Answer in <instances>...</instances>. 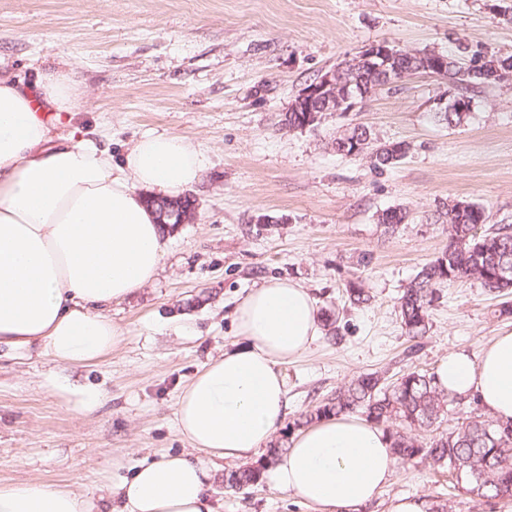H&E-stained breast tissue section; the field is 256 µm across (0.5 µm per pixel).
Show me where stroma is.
I'll return each mask as SVG.
<instances>
[{
	"label": "stroma",
	"instance_id": "1",
	"mask_svg": "<svg viewBox=\"0 0 512 512\" xmlns=\"http://www.w3.org/2000/svg\"><path fill=\"white\" fill-rule=\"evenodd\" d=\"M377 42L473 66L512 56V0H0V61L27 85L74 70L85 136L118 158L144 134L175 133L206 160L190 190L196 220L175 229L151 284L106 309L125 330L112 356L74 367L0 355L1 484L67 487L111 512L138 465L187 452L217 470L216 512H321L267 478L228 487L243 461L189 449L174 421L188 379L236 342L237 302L271 277L308 288L323 316L316 341L284 369L288 415L273 437L283 449L303 414L352 378L432 373L448 353L478 356L512 331V316L473 280L441 289L416 354L398 311L405 286L448 243L436 209L469 201L490 223L512 224V70L475 94L456 127L433 118L454 84L423 73L353 111L322 113L316 128L282 123L316 75ZM356 125L406 143L405 157L376 169L337 154L330 138ZM399 208L409 216L387 233L378 217ZM352 282L370 302L350 304ZM85 389L101 394L90 411L76 405ZM403 496L512 512V499H449L447 474L425 461L397 467L359 512H388Z\"/></svg>",
	"mask_w": 512,
	"mask_h": 512
}]
</instances>
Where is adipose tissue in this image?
I'll return each instance as SVG.
<instances>
[{"instance_id": "ef3b65f1", "label": "adipose tissue", "mask_w": 512, "mask_h": 512, "mask_svg": "<svg viewBox=\"0 0 512 512\" xmlns=\"http://www.w3.org/2000/svg\"><path fill=\"white\" fill-rule=\"evenodd\" d=\"M83 88L68 70L35 86L0 74V349L62 365L110 356L123 328L103 310L152 283L168 248L140 194L169 198L199 182L202 151L176 134L137 140L121 159L76 135ZM238 345L206 363L181 389L175 424L195 450L218 459L262 453L284 421V368L320 333L319 307L300 283L272 277L234 311ZM440 389L476 394L512 421V331L477 357L452 353ZM388 433L357 416L321 420L296 434L271 470L273 487L303 502L358 512L393 476ZM215 470L183 454L141 464L120 485V512H215ZM0 512H92L68 488L0 485Z\"/></svg>"}]
</instances>
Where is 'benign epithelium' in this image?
I'll return each mask as SVG.
<instances>
[{
    "mask_svg": "<svg viewBox=\"0 0 512 512\" xmlns=\"http://www.w3.org/2000/svg\"><path fill=\"white\" fill-rule=\"evenodd\" d=\"M406 54L407 51L386 42L373 43L302 88L288 111L306 113L307 122L320 112L352 111L367 96L362 85L348 79V75L357 72L385 87L393 86L419 71L446 77L448 59L439 52H420L411 59L409 66L394 64V60ZM338 88L341 89L339 95L336 94Z\"/></svg>",
    "mask_w": 512,
    "mask_h": 512,
    "instance_id": "obj_1",
    "label": "benign epithelium"
}]
</instances>
